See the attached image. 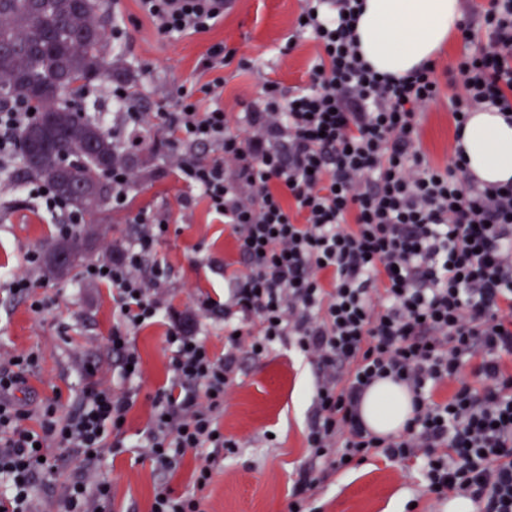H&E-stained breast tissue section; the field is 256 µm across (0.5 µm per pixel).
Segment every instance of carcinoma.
Returning <instances> with one entry per match:
<instances>
[{
  "label": "carcinoma",
  "mask_w": 512,
  "mask_h": 512,
  "mask_svg": "<svg viewBox=\"0 0 512 512\" xmlns=\"http://www.w3.org/2000/svg\"><path fill=\"white\" fill-rule=\"evenodd\" d=\"M101 9L99 0H0V45L9 46L0 52V102L20 100L34 109V120L18 134L23 168L70 206L90 213L109 196L112 165L125 154L86 113L64 104L62 94L78 96L93 81L112 76ZM44 113L52 116L58 148L35 156L28 142ZM94 180L99 198L72 190ZM84 241L76 232L54 244L49 262L58 275L70 271Z\"/></svg>",
  "instance_id": "carcinoma-1"
}]
</instances>
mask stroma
<instances>
[{"label": "stroma", "instance_id": "35a3bbf8", "mask_svg": "<svg viewBox=\"0 0 512 512\" xmlns=\"http://www.w3.org/2000/svg\"><path fill=\"white\" fill-rule=\"evenodd\" d=\"M109 23L126 27L125 46H112L121 64L111 78L96 82L82 106L100 121L126 152L138 155L137 178L125 208L104 206L87 214L95 236L83 264L112 259L113 248L138 234L132 217L148 210L168 214L169 226L145 259V270L165 267L170 314H195L196 324L212 353L224 352V313L197 314L201 301H224L228 286L224 265L238 258L237 243L227 224L215 219L205 200L178 180L168 163L169 146L162 113L171 111L164 97L169 90L209 81L213 72L203 62L215 44L236 50L250 69L236 65L223 69L224 104L235 114L247 112L261 94L265 81L285 90L305 84L317 47L308 36L289 46L303 0H232L224 18L210 32L164 37L142 12L139 0H103ZM462 40L453 37L435 60L441 91L422 120L421 149L435 165H448L455 125L448 110L449 78L460 57ZM133 82L141 88L140 111L155 113L153 124L131 137L123 111L112 104V87ZM20 166L0 172V274H28L36 287L31 295L13 296L0 288V354L33 352L34 374L18 397L29 410L59 398L65 411L77 407L86 380H105L122 388L120 361L107 341L115 321L112 291L80 279L78 273L61 277L47 264L29 266L26 256L47 255L55 238L56 217L25 190ZM46 300L42 313L31 304ZM168 323L141 330L135 345L143 360L139 395L124 431L126 447L105 451L98 472L112 481L111 512H151L154 491L169 485L176 494L191 491L197 465L185 455L177 468L162 472L139 456L137 441L151 425L152 398L165 385L172 347L166 341ZM319 366L295 340L277 344L265 357L242 358L235 383L224 402L221 424L226 437L237 441L226 455L224 469L207 489L208 512H289L291 493L300 471L317 469L306 442L314 416ZM413 504V512H449L447 501L425 493L417 469L380 458L352 462L329 472L321 482L316 504L320 512H397Z\"/></svg>", "mask_w": 512, "mask_h": 512}]
</instances>
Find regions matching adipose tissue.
<instances>
[{"mask_svg":"<svg viewBox=\"0 0 512 512\" xmlns=\"http://www.w3.org/2000/svg\"><path fill=\"white\" fill-rule=\"evenodd\" d=\"M461 0H364L356 32L364 59L397 76L434 60L462 21ZM461 145L464 166L481 182H512V122L494 110L470 113ZM365 425L380 435L398 433L412 415L406 388L382 380L359 406Z\"/></svg>","mask_w":512,"mask_h":512,"instance_id":"adipose-tissue-1","label":"adipose tissue"}]
</instances>
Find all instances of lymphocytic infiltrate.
<instances>
[{"mask_svg": "<svg viewBox=\"0 0 512 512\" xmlns=\"http://www.w3.org/2000/svg\"><path fill=\"white\" fill-rule=\"evenodd\" d=\"M164 36L215 26L227 0H139ZM362 0H305L298 35L319 51L306 85L283 95L264 86L265 104L232 128L221 98L224 80L179 87L163 113L176 173L200 189L230 225L241 268L224 278V354L215 356L193 329L167 331L171 379L152 400L142 454L161 471L187 453L200 455L194 490L155 491L152 512H207L211 474L234 452L221 427L240 352L252 358L295 339L321 370L308 427L313 459L337 471L347 459L381 456L419 468L427 492L466 499L479 512H512V183H478L462 163L430 164L419 146L421 117L440 92L433 65L394 78L378 76L356 35ZM489 41L465 49L450 82L456 126L470 112L512 111V0H496ZM32 119L21 102L0 105V165L15 157L17 135ZM206 147L211 157L202 158ZM30 195L63 220L57 238L74 234L84 213L53 189L29 182ZM136 241L81 279L113 290L117 322L110 341L121 357L123 390L96 381L79 408L61 413L51 399L31 413L15 394L35 354L0 363V512H32L38 476L59 456L91 464L121 447L122 420L135 403L140 356L131 342L164 311L162 269L144 273L148 249L166 218L137 215ZM474 362L478 385L459 378ZM412 395L402 432L379 436L358 407L377 381ZM452 394L436 400L437 390ZM103 477L66 482L58 512H108Z\"/></svg>", "mask_w": 512, "mask_h": 512, "instance_id": "obj_1", "label": "lymphocytic infiltrate"}]
</instances>
